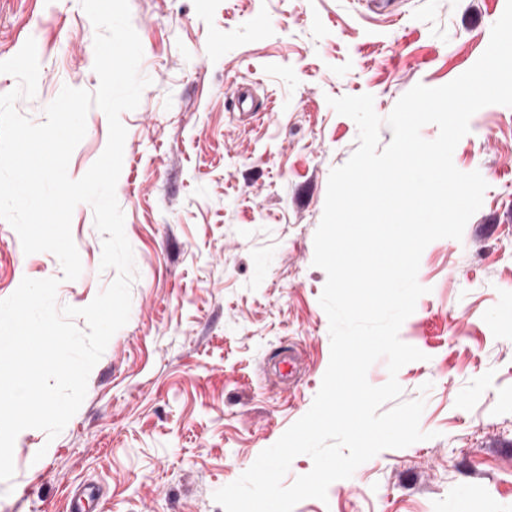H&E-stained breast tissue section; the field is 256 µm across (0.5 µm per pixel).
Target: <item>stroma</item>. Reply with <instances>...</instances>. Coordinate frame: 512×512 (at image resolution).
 <instances>
[{"label":"stroma","instance_id":"stroma-1","mask_svg":"<svg viewBox=\"0 0 512 512\" xmlns=\"http://www.w3.org/2000/svg\"><path fill=\"white\" fill-rule=\"evenodd\" d=\"M150 78L127 129L116 198L137 277L128 323L92 369L56 438H16L0 512H223L216 490L311 407L330 360L314 234L331 170L358 128L328 98L370 94L387 117L416 84L445 85L488 46L506 0H129ZM263 24H256V17ZM95 28L80 0H0V61L34 39L40 123L63 86L96 91ZM74 149L81 178L104 151L99 108ZM453 162L488 184L461 240L422 253L426 287L399 337L425 358L397 374L425 397L429 438L386 449L294 512H512V107L476 112ZM71 234L83 271L62 280L49 252L24 254L0 220V299L56 278L83 307L116 277L100 270L91 205ZM427 394H420L421 386Z\"/></svg>","mask_w":512,"mask_h":512}]
</instances>
